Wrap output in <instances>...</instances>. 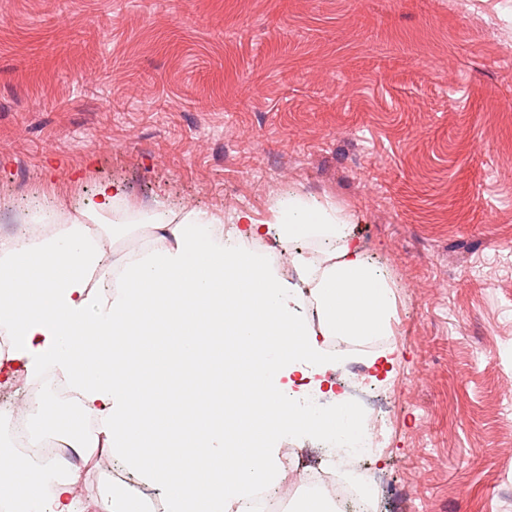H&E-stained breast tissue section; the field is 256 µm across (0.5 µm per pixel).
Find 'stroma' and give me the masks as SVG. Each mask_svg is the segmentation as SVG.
<instances>
[{"label":"stroma","mask_w":512,"mask_h":512,"mask_svg":"<svg viewBox=\"0 0 512 512\" xmlns=\"http://www.w3.org/2000/svg\"><path fill=\"white\" fill-rule=\"evenodd\" d=\"M120 186L96 217L101 185ZM346 224L394 296L374 512H512V0H0V234Z\"/></svg>","instance_id":"obj_1"}]
</instances>
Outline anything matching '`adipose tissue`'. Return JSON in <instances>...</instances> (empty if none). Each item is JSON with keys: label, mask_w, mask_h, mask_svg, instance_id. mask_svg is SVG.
<instances>
[{"label": "adipose tissue", "mask_w": 512, "mask_h": 512, "mask_svg": "<svg viewBox=\"0 0 512 512\" xmlns=\"http://www.w3.org/2000/svg\"><path fill=\"white\" fill-rule=\"evenodd\" d=\"M277 210L281 247L312 237L334 243L317 262L301 253L290 254V262L302 274L297 287L284 286L261 256L246 249V242L262 227L245 214L223 235L213 219L194 211L179 223L162 225L159 247L141 261L125 264L123 283L116 290L108 281L112 252L96 225L81 218H73L49 236L26 230L0 239V326L13 338L12 359L33 379L52 369L66 374L73 402L98 418L113 458L141 479L179 471L177 459L133 447V394L119 378L120 353L110 341L139 334L141 292L180 288L197 310L185 318L183 335H201L198 313L228 305L233 314L224 324L225 335L255 345L263 387L233 388L238 399L251 401L255 430L285 434L301 429L336 442L364 445L360 418L342 400L327 407L283 406L278 399L282 367L303 363L316 374L332 368L335 357L318 353L314 346L318 331L349 339L390 335L392 291L350 243L345 225L333 220L322 223L313 216L291 222L286 217L288 205L278 204ZM305 286L311 288L320 312L317 330L297 311ZM209 448L212 457L222 459L225 469L234 472V483L219 495L178 487L168 496V512H225L228 500L243 498L256 484L276 480L262 449H239L228 455L220 435L210 440ZM55 472L52 466L45 470L46 476L56 479L53 490L39 481L19 490L23 512H76L72 499L76 476L59 478Z\"/></svg>", "instance_id": "adipose-tissue-1"}]
</instances>
